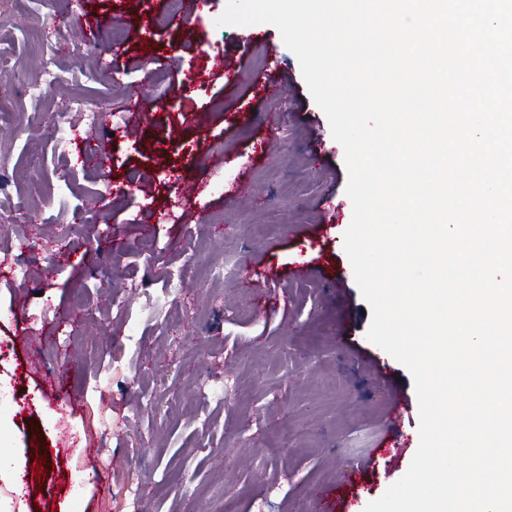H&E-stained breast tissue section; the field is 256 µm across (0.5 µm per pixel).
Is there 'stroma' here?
<instances>
[{"label": "stroma", "mask_w": 512, "mask_h": 512, "mask_svg": "<svg viewBox=\"0 0 512 512\" xmlns=\"http://www.w3.org/2000/svg\"><path fill=\"white\" fill-rule=\"evenodd\" d=\"M225 4L183 0L191 26L167 19L145 40L143 19L165 16L167 0H0L8 69L37 79L39 31L63 68L36 101L0 80V105L31 130H0V200L17 213L0 221V255L31 239L26 286L0 268V389L28 406L12 433L28 471L41 454L54 463L27 496L39 512H314L317 492L387 434L394 391L416 396L409 370L367 338L343 247V149L279 31L217 25ZM105 16L116 25L96 32ZM155 60L165 85L148 75ZM270 69L284 77L272 101L248 81ZM70 95L100 114L110 199L100 165L52 152L46 117ZM138 96L142 117L129 112ZM114 110L127 113L118 130ZM130 181L147 192L126 193ZM76 206L100 217L99 245L71 223ZM302 260L317 274L298 276ZM64 365L75 413L34 399Z\"/></svg>", "instance_id": "stroma-1"}]
</instances>
